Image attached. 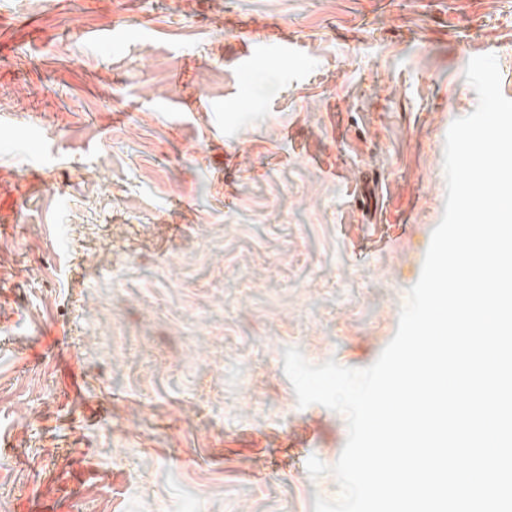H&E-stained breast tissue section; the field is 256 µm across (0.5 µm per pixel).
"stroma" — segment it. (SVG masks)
<instances>
[{
	"mask_svg": "<svg viewBox=\"0 0 512 512\" xmlns=\"http://www.w3.org/2000/svg\"><path fill=\"white\" fill-rule=\"evenodd\" d=\"M512 0H0V512H314Z\"/></svg>",
	"mask_w": 512,
	"mask_h": 512,
	"instance_id": "35a3bbf8",
	"label": "stroma"
}]
</instances>
